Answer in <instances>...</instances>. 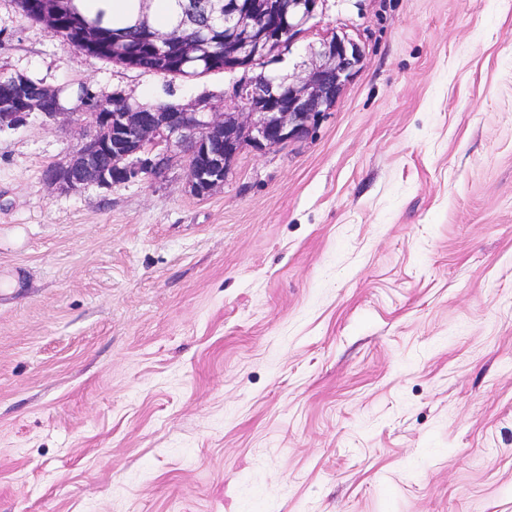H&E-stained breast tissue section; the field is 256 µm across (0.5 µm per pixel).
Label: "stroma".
I'll return each mask as SVG.
<instances>
[{"label": "stroma", "instance_id": "1", "mask_svg": "<svg viewBox=\"0 0 512 512\" xmlns=\"http://www.w3.org/2000/svg\"><path fill=\"white\" fill-rule=\"evenodd\" d=\"M365 60L196 197L73 193L79 128L0 132V512H512V0H328ZM223 106L0 0V72Z\"/></svg>", "mask_w": 512, "mask_h": 512}]
</instances>
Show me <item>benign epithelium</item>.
<instances>
[{
	"mask_svg": "<svg viewBox=\"0 0 512 512\" xmlns=\"http://www.w3.org/2000/svg\"><path fill=\"white\" fill-rule=\"evenodd\" d=\"M327 0H209L211 15L224 21V71L244 75L233 86L230 110L198 102L180 106L164 103L145 118L129 107L127 98L113 96L119 112L48 113L51 121L82 122L80 142L66 162L52 167L45 181L61 191L84 187L79 172L88 168L103 140H112V173L130 181L155 177L174 163H184L186 185L197 197L224 183L233 162L249 147L263 153L307 136L330 111L357 73L364 57L361 44L351 35L331 31L322 36L319 48L303 70L288 78L270 76L268 90L259 88L258 73L265 72L273 58L286 52L309 32ZM188 59L209 54L208 42L197 33L181 44ZM59 90L40 86L39 92L16 107L0 112V131L22 126L32 112L42 111L45 97ZM224 143V160L210 173L192 166L182 151L186 142L206 146Z\"/></svg>",
	"mask_w": 512,
	"mask_h": 512,
	"instance_id": "obj_1",
	"label": "benign epithelium"
}]
</instances>
